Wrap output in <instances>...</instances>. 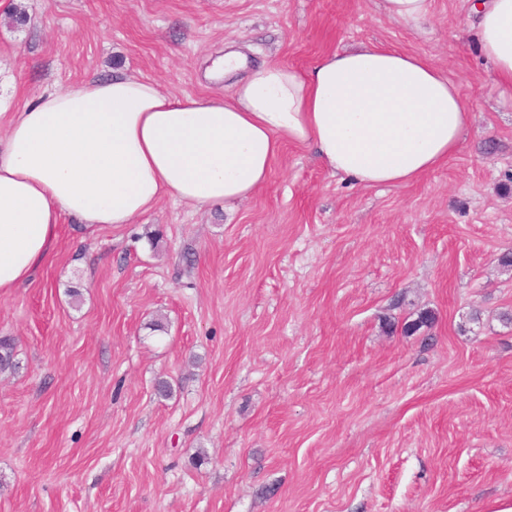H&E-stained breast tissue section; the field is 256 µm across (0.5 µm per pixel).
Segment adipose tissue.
I'll return each mask as SVG.
<instances>
[{"label":"adipose tissue","mask_w":512,"mask_h":512,"mask_svg":"<svg viewBox=\"0 0 512 512\" xmlns=\"http://www.w3.org/2000/svg\"><path fill=\"white\" fill-rule=\"evenodd\" d=\"M477 48L512 86V0H482ZM231 94L181 100L119 73L35 95L0 143V294L52 254L65 217L128 224L170 198L231 205L269 179L290 144L363 187L402 186L458 149L469 114L428 58L379 46L321 56L309 70L213 64Z\"/></svg>","instance_id":"ef3b65f1"}]
</instances>
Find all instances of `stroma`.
<instances>
[{
    "label": "stroma",
    "mask_w": 512,
    "mask_h": 512,
    "mask_svg": "<svg viewBox=\"0 0 512 512\" xmlns=\"http://www.w3.org/2000/svg\"><path fill=\"white\" fill-rule=\"evenodd\" d=\"M474 2L432 0L416 32L381 0H0L13 106L116 72L227 93L207 76L227 50L306 70L375 44L430 58L470 115L448 162L406 186L354 185L290 144L230 210L65 218L51 258L0 294V512L512 498V88L477 49ZM426 310L433 327L404 333Z\"/></svg>",
    "instance_id": "1"
}]
</instances>
